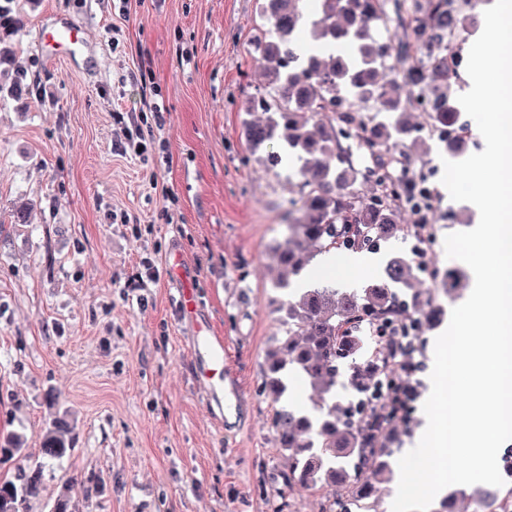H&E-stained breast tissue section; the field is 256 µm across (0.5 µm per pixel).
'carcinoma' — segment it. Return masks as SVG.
Wrapping results in <instances>:
<instances>
[{"instance_id": "1", "label": "carcinoma", "mask_w": 512, "mask_h": 512, "mask_svg": "<svg viewBox=\"0 0 512 512\" xmlns=\"http://www.w3.org/2000/svg\"><path fill=\"white\" fill-rule=\"evenodd\" d=\"M303 2L264 0L269 30L259 52L269 95L257 105L267 118L247 125L245 131L254 147L278 143L300 162L302 196L290 202L289 213L295 217L276 252L279 266L295 276L322 253L360 248L373 233L382 239L394 233L397 211L411 197L393 192L377 204L368 203L359 192L360 171L352 160L351 133L346 128L358 124L357 138L371 149L375 167L384 172V178H392L381 150L408 138L410 128L403 115L413 110L414 96L427 98L431 128L455 122L458 110L452 104L448 80L456 72L448 70V51L470 21L456 10L453 0H426V7L416 13L409 10V0H315L318 17L308 25L311 44L302 50L295 32L307 14ZM391 21L403 28L404 39L384 44L373 25ZM389 60L394 61L390 69H400L402 79L376 82L377 70ZM370 101L382 119L356 121L359 104ZM410 276L409 262L396 257L387 264L382 279L359 292L318 286L303 289L296 300L282 302L284 336L267 360L265 387L279 404L273 427L281 447L288 450L286 486L353 487L360 512L374 510L376 484L388 479L393 455L379 433L395 415V408L388 403L386 416L371 407L373 378L401 358L395 349L409 350L413 342L402 338L388 342L390 350L374 355L376 368L356 362L353 333L375 320L393 325L418 315L428 325L438 321L441 309L422 308L418 297L410 313L396 303L395 286L406 284ZM462 279V271L453 267L441 276L450 292L460 287ZM346 363L353 370L356 392L364 398L363 409L369 410L357 420L351 405L336 392ZM292 376L317 393L313 411L285 399ZM70 451L63 432L49 426L43 455L61 460ZM357 455L364 468L359 481L347 468ZM41 491L40 463L14 479L1 477L0 512H26L27 502ZM467 495L472 496L474 512H501V501L512 496L491 485L470 494L459 488L449 492L434 512H457L459 500Z\"/></svg>"}]
</instances>
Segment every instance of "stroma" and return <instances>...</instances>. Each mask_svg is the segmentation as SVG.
Here are the masks:
<instances>
[{
	"mask_svg": "<svg viewBox=\"0 0 512 512\" xmlns=\"http://www.w3.org/2000/svg\"><path fill=\"white\" fill-rule=\"evenodd\" d=\"M263 0H145L130 20L112 0H8L13 23L0 43V435L23 434L0 453V477L42 459V434L68 423L73 450L45 465L28 512H50L68 488L76 512H324L333 488L287 489L288 453L272 429L266 359L279 344L274 304L281 271L273 249L288 203L301 196L293 164L269 165L244 125L265 120ZM79 29L92 59L65 62L38 46L40 25ZM120 35H112V27ZM167 108L166 150L112 153V114L153 99ZM409 154L428 172V259L451 266L448 234L479 222L471 203L442 184L444 146L433 135ZM170 197H163L161 187ZM23 223H16L17 212ZM132 216L116 224L113 213ZM188 266L197 312L224 339V395L207 405L170 268ZM158 267L146 306L126 282ZM423 326L413 374L419 394L397 422L395 453L424 423L435 339Z\"/></svg>",
	"mask_w": 512,
	"mask_h": 512,
	"instance_id": "1",
	"label": "stroma"
}]
</instances>
